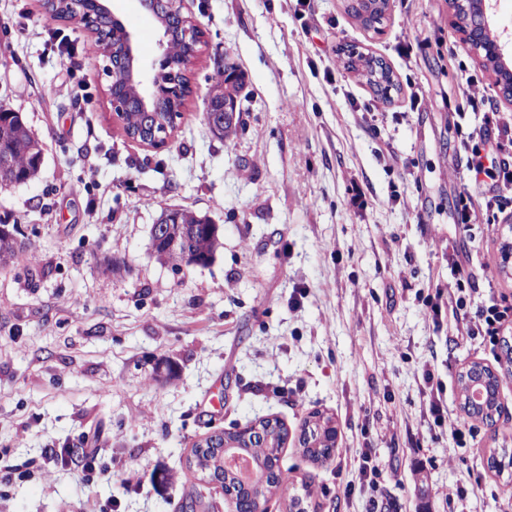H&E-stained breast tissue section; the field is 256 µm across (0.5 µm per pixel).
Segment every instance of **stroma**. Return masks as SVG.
I'll return each instance as SVG.
<instances>
[{
  "label": "stroma",
  "mask_w": 512,
  "mask_h": 512,
  "mask_svg": "<svg viewBox=\"0 0 512 512\" xmlns=\"http://www.w3.org/2000/svg\"><path fill=\"white\" fill-rule=\"evenodd\" d=\"M109 7L151 63L155 18L137 0ZM182 11L203 43L170 143L154 151L114 114L94 34L50 19L42 0H0V107L44 145L36 179L0 188V224L18 225L35 257L0 266V457L11 467L0 512H182L191 490L229 512L220 486L187 484V460L209 433L267 416L288 429L279 465L292 478L269 512H289L306 482L308 512H512V467L490 465L512 449V366L482 341L456 344L424 306L447 287L455 250L479 284L512 295L501 259L512 191L497 198L498 224L468 233L452 221L468 182L460 74L494 77L448 0H390L376 29L346 0H182ZM350 49L390 66V100L347 69ZM227 54L247 99L243 129L221 139L205 113ZM165 207L217 224L212 264L176 272L155 259L150 230ZM475 362L501 373L502 414L473 419L452 465L423 376L457 414L458 375ZM315 412L337 430L318 463L297 443ZM88 442L106 475L69 464L43 481L44 449ZM366 449L378 485L343 495ZM457 485L466 498L448 500Z\"/></svg>",
  "instance_id": "35a3bbf8"
}]
</instances>
